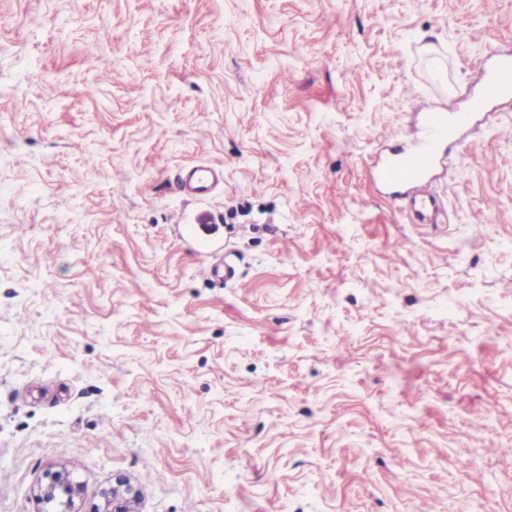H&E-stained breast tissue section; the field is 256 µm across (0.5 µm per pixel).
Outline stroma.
I'll list each match as a JSON object with an SVG mask.
<instances>
[{
    "mask_svg": "<svg viewBox=\"0 0 512 512\" xmlns=\"http://www.w3.org/2000/svg\"><path fill=\"white\" fill-rule=\"evenodd\" d=\"M491 47L512 0H0V512H512V99L433 220L372 169ZM223 171L212 167H195L184 172L180 180L181 190L198 196L208 193L219 182ZM81 496V487L63 470L46 473V480L38 487L36 498L44 505L40 512H81L75 500ZM102 504L94 512H137L139 489L127 478L116 477L115 482L101 492Z\"/></svg>",
    "mask_w": 512,
    "mask_h": 512,
    "instance_id": "35a3bbf8",
    "label": "stroma"
}]
</instances>
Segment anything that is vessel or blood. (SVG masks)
<instances>
[{
	"label": "vessel or blood",
	"mask_w": 512,
	"mask_h": 512,
	"mask_svg": "<svg viewBox=\"0 0 512 512\" xmlns=\"http://www.w3.org/2000/svg\"><path fill=\"white\" fill-rule=\"evenodd\" d=\"M512 97V55L498 56L492 68L487 70L481 93L474 97L464 112H441L425 109L420 138L416 147L401 153L378 166L379 181L391 188L406 185L416 188L413 204L426 208L434 201L429 171L438 160L439 150L457 130L470 123L474 114L484 109L487 102ZM222 170L212 167H195L184 172L180 180L181 190L198 196L208 193L222 178Z\"/></svg>",
	"instance_id": "vessel-or-blood-1"
}]
</instances>
